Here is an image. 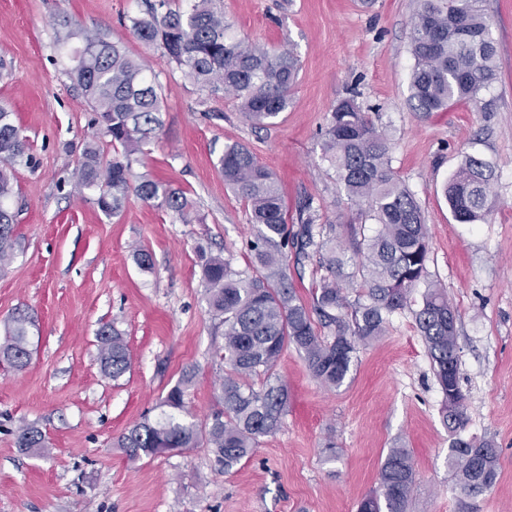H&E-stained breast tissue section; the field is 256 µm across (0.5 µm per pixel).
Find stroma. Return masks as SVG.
Wrapping results in <instances>:
<instances>
[{"label": "stroma", "instance_id": "35a3bbf8", "mask_svg": "<svg viewBox=\"0 0 512 512\" xmlns=\"http://www.w3.org/2000/svg\"><path fill=\"white\" fill-rule=\"evenodd\" d=\"M142 0H0V105L28 139L14 166L18 245L0 268L3 325L26 309L38 320L27 368L0 365V512H357L376 490L389 449H410L415 486L408 512H512V0H485L498 77L475 99L423 114L409 103L417 0H224L232 32L271 48L293 45L301 63L290 107L276 124L244 121L233 99L198 91L124 26ZM101 32L143 59L162 85L163 126L138 173L185 191L189 222L129 196L115 217L74 171L89 141L114 151L67 76L66 39ZM355 97L388 140L391 167L419 203L430 236V281L456 309L460 386L467 421L459 438L500 450L493 488L463 497L448 473L452 436L443 393L411 309L394 312L384 336L360 347L330 390L287 349L277 374L288 385L281 427L254 454L223 471L208 447L129 459L118 438L158 418L185 369L189 420L218 407L224 328L212 318L197 263L205 246L250 268L245 202L224 184L219 160L246 145L278 178L288 214L312 200L320 224H358L322 133L336 103ZM494 171L496 206L485 221H455L443 188L463 157ZM153 256L141 269L134 250ZM121 330L132 358L119 379L98 361L97 332ZM41 429L48 455L21 453L16 429Z\"/></svg>", "mask_w": 512, "mask_h": 512}]
</instances>
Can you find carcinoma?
I'll list each match as a JSON object with an SVG mask.
<instances>
[{"instance_id":"obj_1","label":"carcinoma","mask_w":512,"mask_h":512,"mask_svg":"<svg viewBox=\"0 0 512 512\" xmlns=\"http://www.w3.org/2000/svg\"><path fill=\"white\" fill-rule=\"evenodd\" d=\"M127 28L145 47L175 64L194 86L236 101L242 118L271 126L288 110L300 71L294 50L272 49L247 38L227 35L223 0H145L142 13L128 17ZM82 47L72 52L71 80L94 105V123L110 138L118 155L103 160L86 147L75 169L76 184L98 191L100 210L118 214L129 193L186 222L192 203L185 193L148 174L131 184L133 164L161 126V84L143 61L128 55L101 33L81 32ZM409 101L416 112H443L474 99L495 78L497 50L489 35L484 0H419L415 13ZM27 143L12 112L0 106V267L14 253L13 165ZM324 157L348 199L374 221L366 237L354 224L344 225L345 242L316 229L312 202L297 209V228H288L287 211L276 177L244 145L224 148L220 166L224 183L247 204L254 230L253 273L234 270L230 260L198 248L197 257L210 312L224 325V347L217 356L228 367L220 383L222 409L203 425L182 417L185 396L196 377L184 372L163 400L168 411L129 428L118 441L128 458L158 456L169 448H211L229 471L250 457L259 438L277 430L288 412V386L275 372L288 347L302 354L314 379L327 388L342 385L359 346L383 335L390 314L416 305L415 322L436 370L445 401L444 425L455 432L466 423L459 384L457 316L445 290L427 277L430 243L421 208L395 176L390 146L355 98L340 100L331 111L322 143ZM489 162L464 156L444 192L454 220L479 223L493 211ZM300 261L318 257L325 271L312 289V303L297 295L288 278V253ZM361 277L364 294L351 300L344 285ZM333 332L319 336L315 321ZM35 316L17 310L0 344V361L15 370L29 363ZM103 372L117 379L130 368L122 333L106 324L97 334ZM264 377L260 388L253 379ZM22 453H45V435L33 425L16 433ZM500 450L491 440H453L448 469L459 492L477 497L498 476ZM414 466L407 448H391L379 473V485L360 512H406L414 486Z\"/></svg>"}]
</instances>
